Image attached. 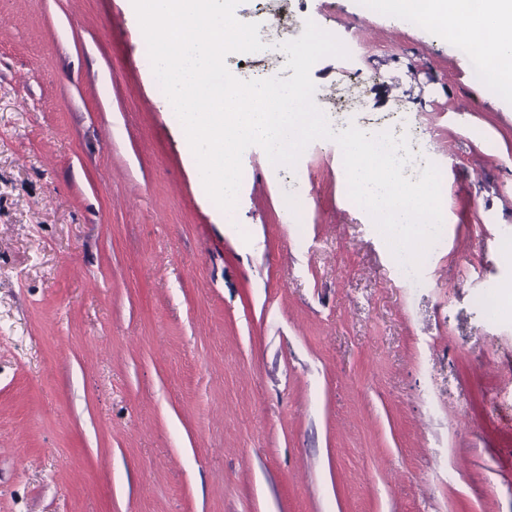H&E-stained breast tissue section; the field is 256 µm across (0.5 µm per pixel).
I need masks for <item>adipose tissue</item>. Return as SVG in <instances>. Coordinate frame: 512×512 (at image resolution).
Returning a JSON list of instances; mask_svg holds the SVG:
<instances>
[{
  "label": "adipose tissue",
  "mask_w": 512,
  "mask_h": 512,
  "mask_svg": "<svg viewBox=\"0 0 512 512\" xmlns=\"http://www.w3.org/2000/svg\"><path fill=\"white\" fill-rule=\"evenodd\" d=\"M390 13L468 42L502 97L512 99V0H385Z\"/></svg>",
  "instance_id": "adipose-tissue-1"
}]
</instances>
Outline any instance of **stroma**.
Here are the masks:
<instances>
[{"label":"stroma","mask_w":512,"mask_h":512,"mask_svg":"<svg viewBox=\"0 0 512 512\" xmlns=\"http://www.w3.org/2000/svg\"><path fill=\"white\" fill-rule=\"evenodd\" d=\"M357 61L358 126L412 117L445 240L408 286L335 140L293 181L247 148L226 220L196 178L127 0H0V512H512V100L458 45L359 0H304ZM281 0H243L285 79ZM306 220H287L289 196Z\"/></svg>","instance_id":"obj_1"}]
</instances>
